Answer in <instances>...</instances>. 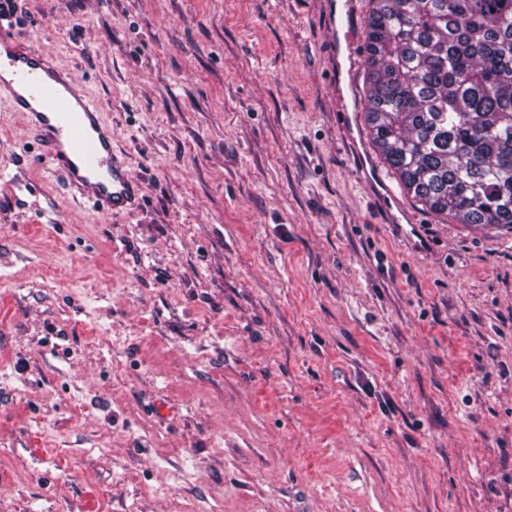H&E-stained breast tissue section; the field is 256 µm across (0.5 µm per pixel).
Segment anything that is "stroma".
Returning a JSON list of instances; mask_svg holds the SVG:
<instances>
[{"label": "stroma", "mask_w": 512, "mask_h": 512, "mask_svg": "<svg viewBox=\"0 0 512 512\" xmlns=\"http://www.w3.org/2000/svg\"><path fill=\"white\" fill-rule=\"evenodd\" d=\"M141 184L0 100V512H512V228L360 179L323 0H13Z\"/></svg>", "instance_id": "stroma-1"}]
</instances>
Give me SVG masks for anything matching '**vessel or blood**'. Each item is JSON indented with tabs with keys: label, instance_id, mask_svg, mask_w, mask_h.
<instances>
[{
	"label": "vessel or blood",
	"instance_id": "obj_1",
	"mask_svg": "<svg viewBox=\"0 0 512 512\" xmlns=\"http://www.w3.org/2000/svg\"><path fill=\"white\" fill-rule=\"evenodd\" d=\"M337 85L353 88L359 58L349 36L337 37ZM0 50L7 55L10 77L0 76V96L10 100L34 133L40 155L51 169L63 171L74 195L88 200L99 215L135 208L140 186L124 159L112 149V129L87 91L51 58L18 43L12 28L0 25ZM361 178L382 204L389 223L408 226L421 240L413 222L371 158L359 159Z\"/></svg>",
	"mask_w": 512,
	"mask_h": 512
}]
</instances>
